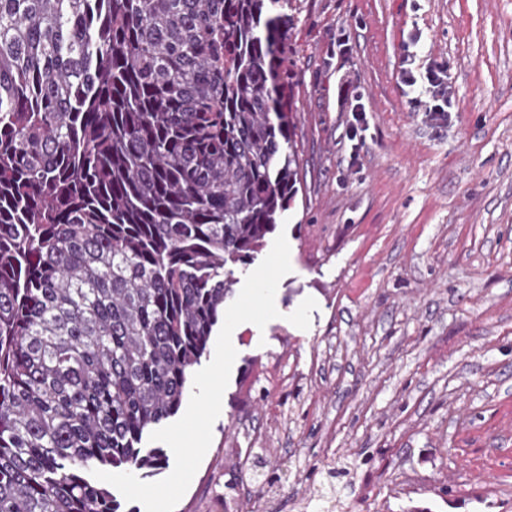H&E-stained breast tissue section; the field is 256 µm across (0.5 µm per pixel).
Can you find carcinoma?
Here are the masks:
<instances>
[{
	"mask_svg": "<svg viewBox=\"0 0 512 512\" xmlns=\"http://www.w3.org/2000/svg\"><path fill=\"white\" fill-rule=\"evenodd\" d=\"M288 0H0V512H122L300 186ZM223 323H224V319L221 320L219 322V324L215 327V329H214V331L212 333V336H211V338L209 340V343H208L207 350H206L205 354L202 356L199 365L196 366L194 368V370H193L192 379L187 384V388H186V391H185V394H184V398H183V402H182V405H181V408H180L179 412L177 413V415L175 417H173L172 419L168 420L167 422H165L161 426L157 427L154 431H156L158 429H161V428H164V427H166V426L176 422L185 413L186 408H187L188 403H189V399H190L191 393H192V389H193V376H194V374L197 371H199L200 369L205 367L213 359L214 354H215L216 340H217L218 334H219V332H220V330L222 328Z\"/></svg>",
	"mask_w": 512,
	"mask_h": 512,
	"instance_id": "1",
	"label": "carcinoma"
}]
</instances>
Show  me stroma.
<instances>
[{
    "label": "stroma",
    "mask_w": 512,
    "mask_h": 512,
    "mask_svg": "<svg viewBox=\"0 0 512 512\" xmlns=\"http://www.w3.org/2000/svg\"><path fill=\"white\" fill-rule=\"evenodd\" d=\"M293 5L292 270L280 317L235 330L175 512H224L243 481L242 512H512V0ZM409 44L415 73L445 65L448 112L401 82Z\"/></svg>",
    "instance_id": "35a3bbf8"
}]
</instances>
